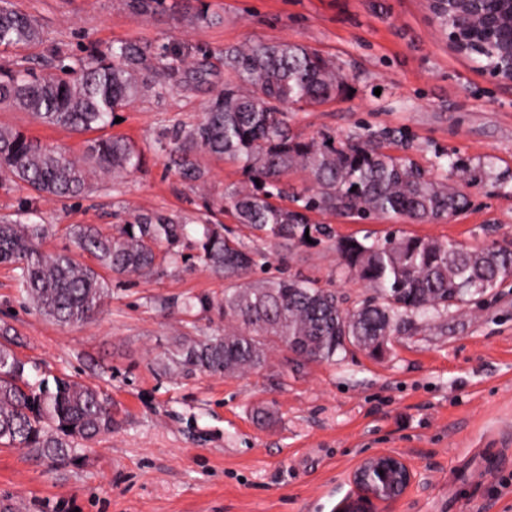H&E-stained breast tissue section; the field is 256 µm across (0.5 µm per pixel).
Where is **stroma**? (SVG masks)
Masks as SVG:
<instances>
[{
  "mask_svg": "<svg viewBox=\"0 0 512 512\" xmlns=\"http://www.w3.org/2000/svg\"><path fill=\"white\" fill-rule=\"evenodd\" d=\"M220 26L192 25L165 11L134 15L126 0H10L48 40L28 49L32 67L54 50L137 40L208 55L211 74L159 99L138 98L112 133L134 140L144 165L104 175L86 195L33 201L51 225L47 251L68 244L71 224L111 231L129 210L195 220L206 201L242 186L240 166L201 156L204 186L185 183L152 145L163 128L198 122L224 80L220 56L244 43L297 42L339 65L345 89L315 106L288 107L304 138L344 141L391 132L386 152L436 174L445 165L468 207L412 223L313 214L338 237L398 230L468 247L512 242V88L489 80L472 58L449 50L429 0H207ZM18 128L70 155L81 136L0 109ZM269 262L255 278L302 273L351 308L371 294L339 273L328 240L285 250L258 240ZM107 297L90 321L60 325L22 300L0 265V326L30 380L74 377L112 399L116 423L78 461L53 464L0 447V512H335L364 455L402 454L420 477L396 512H512V278L467 305L416 317L379 356L352 347L332 362L296 366L274 350L259 371L171 378L155 357L175 336L223 333L216 309L185 310L189 297L222 298L226 282L199 258L164 261L147 280L106 273Z\"/></svg>",
  "mask_w": 512,
  "mask_h": 512,
  "instance_id": "1",
  "label": "stroma"
}]
</instances>
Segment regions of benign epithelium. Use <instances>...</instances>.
<instances>
[{
    "mask_svg": "<svg viewBox=\"0 0 512 512\" xmlns=\"http://www.w3.org/2000/svg\"><path fill=\"white\" fill-rule=\"evenodd\" d=\"M436 15H448V48L491 59L482 71L512 87V0H431ZM350 492L336 512H395L417 483L401 454L380 450L358 460L348 478Z\"/></svg>",
    "mask_w": 512,
    "mask_h": 512,
    "instance_id": "obj_1",
    "label": "benign epithelium"
}]
</instances>
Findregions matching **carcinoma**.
Masks as SVG:
<instances>
[{
    "mask_svg": "<svg viewBox=\"0 0 512 512\" xmlns=\"http://www.w3.org/2000/svg\"><path fill=\"white\" fill-rule=\"evenodd\" d=\"M142 16L166 0H127ZM182 19L218 26L223 17L202 2ZM45 32L26 13L0 5V47L39 46ZM224 86L212 96L201 121L163 130L155 154L188 183L205 182L202 153L240 164L247 187L225 194L229 208L250 235L293 247L305 237L326 235L310 223L318 211L346 217L406 218L415 223L444 220L466 205L464 194L445 179L427 175L409 158L384 152L378 135L362 133L339 144L305 141L292 131L282 107L314 106L334 96L345 79L341 69L295 42L227 47L221 59ZM185 60L166 48L130 40L93 45L82 57L53 58L40 71L23 61L0 65V106L31 114L40 123L76 135L104 130L116 113L146 94L163 97L183 81ZM144 153L130 140L100 135L83 142L78 160L42 145L14 128L0 126V187L20 185L40 198H78L96 174L141 167ZM303 170L311 193L293 192L286 178ZM289 200L294 206L276 204ZM49 225L0 215V265L17 270L25 300L54 322L92 319L108 283L99 269L148 278L166 257L194 251L206 267L228 280L224 299L190 297L195 305L224 315L221 336H178L158 362L171 376L230 375L264 368L273 348L306 347L310 360L332 362L348 347L371 355L406 332L413 317L446 310L482 296L512 276V250L498 245L468 248L435 239L391 233L383 238H341L334 243L341 270L365 282L370 298L344 309L336 292L299 274L249 279L267 254L234 230L200 219L190 230L173 214H131L116 233L94 224L66 227L72 247L42 249ZM90 256L81 263L74 252ZM0 445L27 448L40 459L63 464L76 459L80 442L112 432V403L95 387L71 378L30 383L27 362L11 348L10 328H0Z\"/></svg>",
    "mask_w": 512,
    "mask_h": 512,
    "instance_id": "cac0c4a2",
    "label": "carcinoma"
}]
</instances>
